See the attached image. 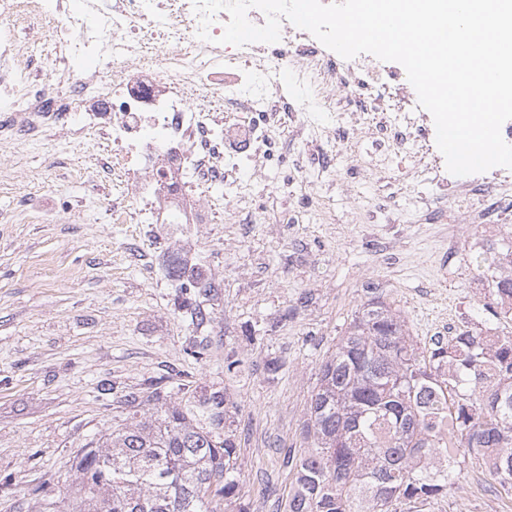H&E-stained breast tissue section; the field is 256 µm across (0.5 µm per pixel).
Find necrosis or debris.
Instances as JSON below:
<instances>
[{
	"label": "necrosis or debris",
	"mask_w": 512,
	"mask_h": 512,
	"mask_svg": "<svg viewBox=\"0 0 512 512\" xmlns=\"http://www.w3.org/2000/svg\"><path fill=\"white\" fill-rule=\"evenodd\" d=\"M228 19L216 14L204 41L193 0H0V142L96 143L88 158L112 184L102 205L116 224H201L220 210L263 224L264 209L224 192L265 171L276 135L288 131L320 157L329 183L337 142L373 114L365 165L377 171L405 154L396 191L434 183L451 196L449 217L472 224L512 212V199L486 198L512 186V170L448 172L399 63L337 60L286 20L278 42L226 45Z\"/></svg>",
	"instance_id": "4bbe7bcc"
}]
</instances>
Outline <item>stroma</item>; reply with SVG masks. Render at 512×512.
Listing matches in <instances>:
<instances>
[{"instance_id":"obj_1","label":"stroma","mask_w":512,"mask_h":512,"mask_svg":"<svg viewBox=\"0 0 512 512\" xmlns=\"http://www.w3.org/2000/svg\"><path fill=\"white\" fill-rule=\"evenodd\" d=\"M368 145L364 131L351 135L323 204L297 193L269 202L265 180L292 177L303 150L280 138L248 187L270 213L295 206L296 224H60L55 212L108 191L83 179L84 150L49 141L0 152V512H47L61 500L79 481L74 457L122 422L126 395L152 414L217 390L233 403L242 502L288 512L283 456L312 445L319 367L366 285L383 289L423 341L497 327L482 308L493 279L475 259L512 239V222L449 223L447 197L420 182L392 199L405 158L373 174L348 167ZM353 189L371 209L399 205L400 223L356 217ZM419 195L431 209L413 210ZM191 273L209 294L183 286ZM429 512H512V499L474 473Z\"/></svg>"}]
</instances>
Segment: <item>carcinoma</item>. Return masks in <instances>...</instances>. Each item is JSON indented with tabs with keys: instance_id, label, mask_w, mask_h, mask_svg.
Here are the masks:
<instances>
[{
	"instance_id": "1",
	"label": "carcinoma",
	"mask_w": 512,
	"mask_h": 512,
	"mask_svg": "<svg viewBox=\"0 0 512 512\" xmlns=\"http://www.w3.org/2000/svg\"><path fill=\"white\" fill-rule=\"evenodd\" d=\"M484 309L512 321V245ZM322 362L306 433L289 451L288 512H422L480 469L512 498V332L461 330L421 343L379 288ZM189 411L132 416L74 458L80 482L64 512H248L241 505L233 403L214 391Z\"/></svg>"
}]
</instances>
